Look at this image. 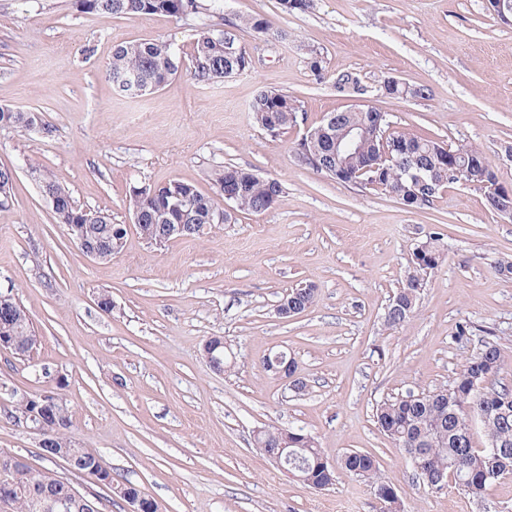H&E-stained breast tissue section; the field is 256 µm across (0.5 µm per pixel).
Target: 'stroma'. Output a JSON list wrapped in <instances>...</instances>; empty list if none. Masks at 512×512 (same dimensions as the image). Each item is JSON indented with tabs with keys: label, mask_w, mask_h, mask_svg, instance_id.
I'll return each instance as SVG.
<instances>
[{
	"label": "stroma",
	"mask_w": 512,
	"mask_h": 512,
	"mask_svg": "<svg viewBox=\"0 0 512 512\" xmlns=\"http://www.w3.org/2000/svg\"><path fill=\"white\" fill-rule=\"evenodd\" d=\"M204 3L198 17L103 19L75 0H0V106L41 111L51 127L0 128V166L16 172L13 203L0 211V289L13 288L39 338L30 356L0 352V451L64 473L10 402L15 390L52 389L59 373L76 442L161 512H383L371 484L344 471L316 490L280 470L254 442L272 426L311 434L332 462L350 450L374 454L404 512H512V476L479 500L452 486L428 491L374 419L383 401L450 385L489 336L512 383V278L496 271L512 261V219L461 184L433 208L410 209L314 173L292 153L306 127L350 104L330 81L311 79L315 52L329 74L428 86L424 100L371 103L394 130L479 147L512 186L503 152L512 144V28L485 0H314L304 14L284 13L279 0ZM249 15L273 34L240 30L253 58L246 74L202 85L185 70L136 98L105 77L117 45L162 37L187 59L202 25ZM265 89L299 99L306 125L275 137L256 126L247 107ZM33 161L78 207L126 225L119 254L98 261L77 248L29 178ZM228 163L279 179L280 201L193 238L156 246L141 236L127 206L132 187L179 179L211 196L213 171ZM433 232L445 259L413 316L388 326L386 306ZM309 283L314 304L279 317L286 291ZM103 294L111 311L98 305ZM213 336L230 353L221 372L202 355ZM277 350L296 359L305 395L264 371Z\"/></svg>",
	"instance_id": "35a3bbf8"
}]
</instances>
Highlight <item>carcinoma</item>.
Masks as SVG:
<instances>
[{
    "label": "carcinoma",
    "mask_w": 512,
    "mask_h": 512,
    "mask_svg": "<svg viewBox=\"0 0 512 512\" xmlns=\"http://www.w3.org/2000/svg\"><path fill=\"white\" fill-rule=\"evenodd\" d=\"M76 6L85 13L101 18L115 16H143L166 14L181 17L200 14L204 10L201 0H76ZM250 28L259 36L269 35L267 22L256 16L230 21L222 30L202 28L193 46L191 74L199 83L210 84L241 75L253 66V60L240 43L237 30L241 26ZM184 61L173 44L163 38L131 41L117 46L107 65V76L112 88L118 93L131 97H141L164 87L183 69ZM137 73L141 87L125 84V78ZM375 107L358 106L354 109L338 110L332 116L340 126L362 123ZM253 122L263 131L278 135L306 119L300 101L285 92L270 89L256 95L248 106ZM0 127L17 131H31L43 128L41 113L35 110H17L0 107ZM402 142L412 154L391 164L381 183L382 191L397 197L413 209H427L444 189L456 184L450 165L467 166L473 161L485 164L488 174H496L495 168L484 152L471 145H440L429 136H421L392 130L387 120L372 129L371 136L362 150L349 160V167L363 169L362 185L372 186L376 182L377 164L380 154ZM293 155L302 165L314 172L331 176L330 167L334 159L328 151L326 141H321L317 151L298 140L293 146ZM417 163L434 178L426 184L412 188L404 176L407 164ZM28 173L39 188L42 198L54 195L60 201L53 210L59 224H78L83 209L73 206L70 190L58 182L50 171L32 164ZM14 173L11 169L0 168V209H6L11 201ZM219 192L228 188H239L234 209L251 213L267 210L271 196H283L284 187L280 180L264 177L252 169L227 164L215 173ZM187 196L195 203V209L181 214L170 209L176 196ZM218 208L217 201L203 194L191 183L171 180L163 186L140 187L133 190L128 209L139 216L138 229L148 241L164 234L168 224H184L182 237L198 236L196 224H206L212 210ZM88 237L97 245L105 259L116 255L113 246L124 239L126 225L119 224L109 213H100V223L87 225ZM441 234L432 233L425 240L427 248L422 262H413V270L408 272L385 311L387 325H402L416 311L420 291L426 285V276L444 261L440 247ZM9 325V335L13 336L25 352H32L38 344L32 319L28 311L16 300L11 299L8 307L0 308V322ZM506 363L498 344L493 340L483 342L481 347L467 359L453 382L435 391L407 393L387 400L377 406L375 423L380 431L400 448H414L418 453V466L414 468L423 484L438 492L442 490L440 476H450L454 485L472 497L481 496L490 486L505 476L512 474V385L502 378ZM42 396L57 402V411L47 420L45 427V449L65 445L72 446V452L82 449L74 447L69 435L72 425L68 404L59 391H46ZM480 427L484 432L485 444L478 448L473 442V430ZM304 449L301 450L304 462L297 472L300 480L314 489H326L336 481L335 472L324 468L320 463L324 456L315 437L305 433ZM502 445L501 453L491 455L488 448L491 442ZM341 468L348 474L372 483L378 498L391 505L386 499L388 485L377 480L378 459L359 451H349L341 458ZM12 484L34 489L42 494L35 498L29 495L11 498V512H58L48 502L51 496L68 492L67 486L47 470H36L29 465L16 464L10 476Z\"/></svg>",
    "instance_id": "obj_1"
}]
</instances>
